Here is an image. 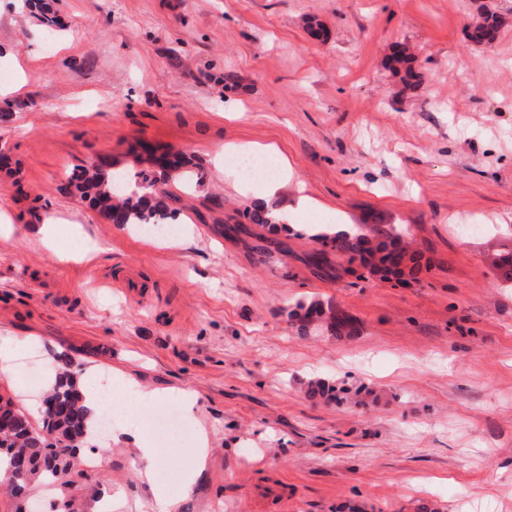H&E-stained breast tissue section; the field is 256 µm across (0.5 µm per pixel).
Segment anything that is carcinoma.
Wrapping results in <instances>:
<instances>
[{"label":"carcinoma","instance_id":"obj_1","mask_svg":"<svg viewBox=\"0 0 512 512\" xmlns=\"http://www.w3.org/2000/svg\"><path fill=\"white\" fill-rule=\"evenodd\" d=\"M501 26L502 17L494 0H483L477 8L469 38L476 44H489ZM410 61L411 54L405 47L395 55V62L405 65L402 80L407 87L415 85L417 78ZM157 164L163 171V179L140 171L138 180L134 182L122 176H111L101 166L93 164L76 175L78 188L110 224H165L176 216L178 209L174 204L180 202V197L166 185L175 181H199L202 176L190 170L181 152L164 154L157 159ZM243 217L262 228L276 224L275 216L257 209L246 210ZM403 236V231L392 224H373L361 234L330 237L325 249L312 254L308 263L326 275L332 270V254L352 260L357 258L365 268L382 266L396 269L402 264L404 255L397 250L395 242ZM490 261L504 280L512 281V252L495 255ZM291 318L298 332L304 336L309 330L322 327L331 331L345 330L349 335L354 332L350 318L334 308L323 310L300 303ZM95 428L90 411L69 377L58 382L47 395L41 426H35L23 410L14 409L9 429L0 432V466L5 467L8 475L10 497H24L35 480L44 485L64 483L71 476L72 460Z\"/></svg>","mask_w":512,"mask_h":512}]
</instances>
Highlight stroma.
<instances>
[{
    "label": "stroma",
    "mask_w": 512,
    "mask_h": 512,
    "mask_svg": "<svg viewBox=\"0 0 512 512\" xmlns=\"http://www.w3.org/2000/svg\"><path fill=\"white\" fill-rule=\"evenodd\" d=\"M492 45L468 38L474 0H55L47 29L27 0H0V336L27 339L96 386L119 370L195 392L197 414L161 448L176 512H512V282L486 256L512 248V0ZM411 47L421 76L391 68ZM182 150L203 175L180 189L172 246L109 224L76 190L82 166L127 173L138 143ZM271 146L298 181L270 196L293 228L283 250L228 236L251 190L224 147ZM399 224L415 282L335 277L307 256L325 212ZM59 223L56 250L34 231ZM89 258L59 262L80 236ZM336 306L353 335L297 334V302ZM332 400L309 398L312 383ZM156 408L113 409L81 456L93 490L0 496V512H148L149 485L123 430ZM209 453L195 484L199 431ZM124 506L114 510L112 493Z\"/></svg>",
    "instance_id": "obj_1"
}]
</instances>
